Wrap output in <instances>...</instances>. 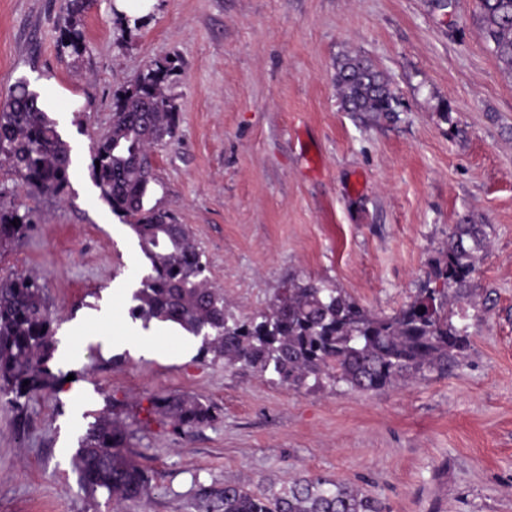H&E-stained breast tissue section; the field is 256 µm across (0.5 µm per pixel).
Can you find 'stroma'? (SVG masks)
Returning a JSON list of instances; mask_svg holds the SVG:
<instances>
[{"label": "stroma", "mask_w": 512, "mask_h": 512, "mask_svg": "<svg viewBox=\"0 0 512 512\" xmlns=\"http://www.w3.org/2000/svg\"><path fill=\"white\" fill-rule=\"evenodd\" d=\"M62 6L0 0V99L28 81L71 149L61 199L0 167V205L34 221L0 274L42 276L59 325L84 328L55 354L74 382L34 397L22 423L0 400V512H199L225 480L279 487L307 474L358 487L385 512H512V78L480 36L478 0H152L135 26L93 0L79 59L57 46ZM346 53L384 73L393 117L343 110ZM165 61L178 123L153 153L148 203L189 228L235 315L264 308L291 275L393 313L465 219L490 245L475 254L477 302L456 307L470 339L460 366L378 393L293 389L200 357L157 321L153 355L127 353L147 261L100 198L92 146L114 92ZM164 395L207 399L216 419L183 438L155 410ZM110 412L130 424L150 477L117 506L85 497L72 465L87 414Z\"/></svg>", "instance_id": "stroma-1"}]
</instances>
